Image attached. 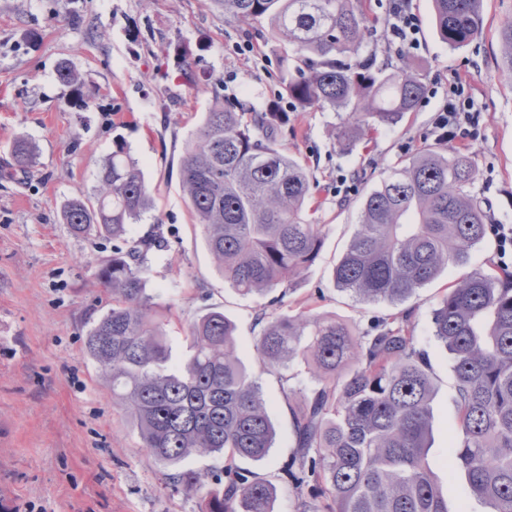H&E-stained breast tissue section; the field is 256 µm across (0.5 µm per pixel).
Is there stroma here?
Wrapping results in <instances>:
<instances>
[{
    "instance_id": "stroma-1",
    "label": "stroma",
    "mask_w": 512,
    "mask_h": 512,
    "mask_svg": "<svg viewBox=\"0 0 512 512\" xmlns=\"http://www.w3.org/2000/svg\"><path fill=\"white\" fill-rule=\"evenodd\" d=\"M422 46L412 52L426 92L417 110L366 145L341 151L335 112H289L285 140L315 182L324 226L319 258L292 290L243 296L225 283L195 224L179 182L188 141L214 98L281 100L267 24L225 22L214 0H0V168L24 139L35 167L0 176V512H201L200 494L173 487L142 451L137 430L113 402L84 339L112 299L95 277L112 241L73 235L61 220L71 198L93 194L102 163L127 145L150 185L155 207L130 227L134 237L160 231L143 272L172 363L190 354L187 327L217 308L236 326L238 357L256 376L275 444L267 459L240 461L277 488L275 512H296L300 494L282 478L294 452L290 389L314 388L306 364L265 367L255 350L261 312L296 313L302 302L362 332L375 318L410 313L434 383V428L427 462L449 512H487L469 497L448 443L457 415L452 361L432 334V310L453 268L405 302L364 304L339 292L332 268L359 224L360 201L392 167L422 146H440L433 127L448 81L468 84L479 113L467 146L476 164L472 191L492 223L512 225V74L502 67L500 29L512 0H483V26L468 45L450 49L435 30L431 0H408ZM255 52L238 54L237 43ZM189 44V64L176 55ZM68 64L76 85L61 83ZM354 192L336 194L337 177Z\"/></svg>"
}]
</instances>
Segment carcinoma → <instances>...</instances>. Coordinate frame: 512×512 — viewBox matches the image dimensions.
Instances as JSON below:
<instances>
[{"mask_svg": "<svg viewBox=\"0 0 512 512\" xmlns=\"http://www.w3.org/2000/svg\"><path fill=\"white\" fill-rule=\"evenodd\" d=\"M440 39L451 49L481 31L483 0H432ZM224 20L267 22L285 95L298 112L343 113L336 143L350 151L371 130L402 122L425 93L410 55L379 64L368 0H216ZM512 72V21L500 31ZM286 113L274 102L216 101L186 148L181 187L201 224L224 282L243 295L292 284L318 258L324 225L306 212L314 190L307 165L281 142ZM13 161L34 166L36 149L19 141ZM472 154L425 146L381 178L361 202L360 224L333 267L338 290L360 302L401 303L451 268L468 263L488 233L471 188ZM153 208L138 161L121 142L103 164L94 197L71 199L62 217L76 235L112 237L96 278L112 304L85 339L145 450L173 486L204 491L202 512H273L275 488L236 469L274 447L275 430L256 379L236 352L235 325L211 310L188 325L192 355L170 363L142 272L165 246L128 225ZM261 362L286 370L301 360L317 386L289 390L296 451L283 468L297 489L319 499L298 512H448L425 457L433 423V381L408 315L378 318L361 334L305 307L263 315ZM433 336L452 360L457 436L448 454L471 493L491 512H512V275L475 268L452 284L432 313ZM224 458V481L208 488L181 467L188 457Z\"/></svg>", "mask_w": 512, "mask_h": 512, "instance_id": "1", "label": "carcinoma"}]
</instances>
